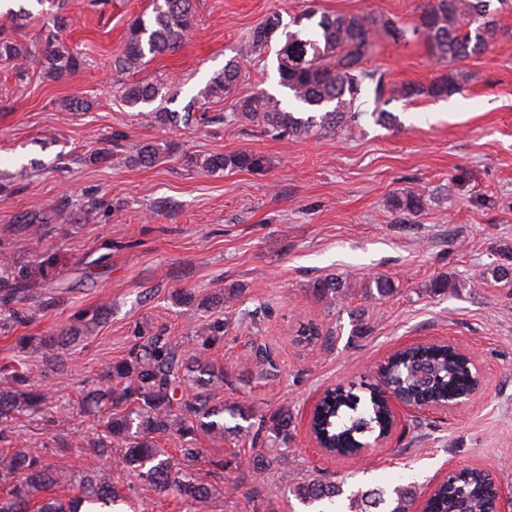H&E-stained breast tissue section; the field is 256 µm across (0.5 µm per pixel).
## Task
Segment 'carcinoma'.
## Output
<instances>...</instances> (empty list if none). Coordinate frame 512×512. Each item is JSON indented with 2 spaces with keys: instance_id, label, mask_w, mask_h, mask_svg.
Instances as JSON below:
<instances>
[{
  "instance_id": "cac0c4a2",
  "label": "carcinoma",
  "mask_w": 512,
  "mask_h": 512,
  "mask_svg": "<svg viewBox=\"0 0 512 512\" xmlns=\"http://www.w3.org/2000/svg\"><path fill=\"white\" fill-rule=\"evenodd\" d=\"M512 11V0H422L412 34L421 39L428 53L438 61L448 62V71L427 85L391 84L386 74L367 66L374 55V34L389 35L407 30L390 19L374 13H325L314 6L282 25L276 15L258 24L250 33L246 53L256 55L265 50L277 32H282L277 51L280 85L296 102L289 110L275 96L261 92L235 102L236 111L256 119L266 128L287 136H302L313 127L335 130L359 122V100L365 88H372L375 121L388 123L391 112L383 108L395 98L427 97L446 99L461 93L470 80L458 63L482 52L498 32L500 14ZM194 20L193 0H153L152 10L135 17L129 24L122 50L115 59L118 72L138 70L154 57L179 48L188 36ZM296 30H291V27ZM38 56L47 76L62 79L82 67L78 53L63 47L45 45L41 49L19 45L0 29V65L21 75L28 58ZM242 66L233 57L224 70L214 76L201 92L207 100L221 99L238 81ZM160 83L139 81L121 83L123 101L139 108L145 122L165 129L171 115L162 106L151 107L163 96ZM309 116L302 117L300 113ZM159 148L145 144L122 160L140 165L154 163ZM208 171L259 166V161L244 154L211 155L200 162ZM392 211L419 213L423 199L413 192L396 193L387 199ZM379 299L390 297L395 288L385 276H376L367 286ZM320 295L348 294L346 282L338 277L321 280L316 285ZM34 298L28 278L5 263L0 265V327L15 320L12 304ZM89 328L68 326L55 336H42L39 346L45 362L54 360L52 351L60 345L83 338ZM226 331V323H206L195 331V341L208 351ZM474 371L464 359L444 348L415 349L403 352L386 364L375 382L336 387L333 400L323 404L314 419V427L337 449L354 448L365 435H378L388 423V410L382 390L385 386L416 396L445 401L468 388ZM223 377L202 354L184 351L164 336H151L138 343L127 357L112 363L97 386L88 390L83 403L98 413L102 436L91 441L94 457L90 463L113 457L123 470L137 473L139 479L163 496L173 495L186 512H201L215 495L216 488L198 480L191 464L201 449L198 436L223 439L226 434L250 437L256 443L265 435L286 446L291 440L293 416L282 407L270 415H255L242 407L214 401L208 389ZM195 393L186 398L178 395L183 388ZM48 394L36 386L32 370L25 364L0 367V426L20 413L38 412ZM247 422L233 427L224 424V414ZM173 437L180 447L183 461L177 462L159 447L158 439ZM285 460L284 455H257L249 460L251 468L263 473ZM75 485L79 495L68 503L48 498L37 512H107L119 505L123 496L112 483L101 479L98 470L60 471L46 463L37 451L16 448L0 457V485L8 488L0 496V512H30L32 500L47 488ZM290 493L300 503L324 512L343 494L340 484L319 477H305L295 483ZM418 498L408 486L386 492L381 488L359 489L349 496V512H410ZM492 492L485 476L464 471L450 485H440L428 503L430 512H490Z\"/></svg>"
}]
</instances>
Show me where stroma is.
I'll use <instances>...</instances> for the list:
<instances>
[{
  "instance_id": "obj_1",
  "label": "stroma",
  "mask_w": 512,
  "mask_h": 512,
  "mask_svg": "<svg viewBox=\"0 0 512 512\" xmlns=\"http://www.w3.org/2000/svg\"><path fill=\"white\" fill-rule=\"evenodd\" d=\"M312 0H196L194 25L176 50L143 69L116 73L131 18L151 0H0L29 15L9 33L19 43L57 45L83 58L63 79L44 77L39 61L24 76L0 68V254L31 277L39 300L22 304L29 323L0 330V366L23 359L42 374L43 413L19 415L0 449L33 448L65 470L79 469L100 432L82 405L84 391L139 336L163 331L187 344L203 323L222 320L224 339L211 357L224 371L212 393L227 404L268 414L288 408L292 439L285 463L256 475L248 458L269 447L247 438L200 437L195 467L221 493L205 512H303L289 503L303 477L323 475L344 489L403 485L425 495L454 467L493 474L512 496V12L485 50L462 62L471 80L446 100H391V124L375 122L372 92L362 96L358 125L281 137L235 111L238 98L261 91L287 100L275 53L248 56L230 95L200 93L242 50L269 15H298ZM330 13L371 12L410 26L421 0H314ZM369 65L390 82L429 84L445 71L415 37H375ZM166 84V109L191 121L159 129L122 102L117 81ZM82 97L84 112L65 108ZM223 122H214V115ZM172 141L176 149L150 165L92 153ZM245 153L260 168L211 173L197 159ZM415 192L423 210L388 209L395 193ZM389 277L396 292L377 300L364 285ZM447 276L444 294L429 286ZM345 278V297L319 296L316 284ZM239 289L226 306L202 301ZM261 309L257 318L248 313ZM368 331L353 332L356 317ZM83 320L89 337L62 346L46 364L37 337ZM313 324L318 336H300ZM32 337L28 346L19 339ZM450 341L474 352L483 375L468 406L402 413L393 434L360 458L322 455L307 428L312 399L339 383L370 378L375 365L411 343ZM266 349L275 365L241 382L239 364ZM224 467H217V460ZM124 496L120 512H186L134 472L98 466Z\"/></svg>"
}]
</instances>
